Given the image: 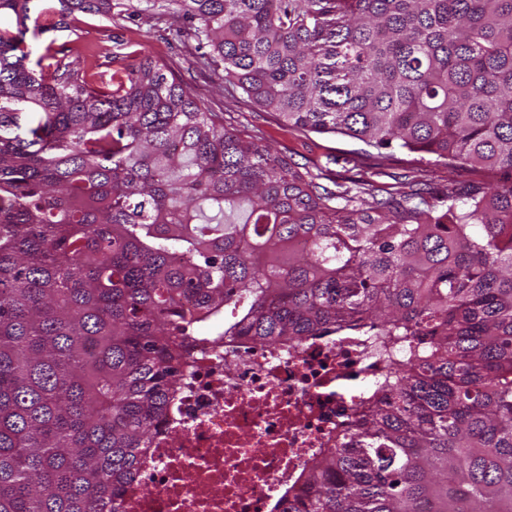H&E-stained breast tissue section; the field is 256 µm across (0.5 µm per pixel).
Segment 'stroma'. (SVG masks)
<instances>
[{
  "label": "stroma",
  "instance_id": "stroma-1",
  "mask_svg": "<svg viewBox=\"0 0 512 512\" xmlns=\"http://www.w3.org/2000/svg\"><path fill=\"white\" fill-rule=\"evenodd\" d=\"M174 15L157 19L148 12L130 13L113 7L108 19L92 18L89 27L96 36L95 50L112 57L129 51L167 63L212 111L223 113L227 127L261 137L264 144L292 161L322 174L328 189L349 187L362 179L377 188H419L465 186L474 181L495 183L496 172L450 169L421 162L418 155L394 153L384 158L362 142L333 133H316L285 126L273 113L252 106L241 90L232 88L201 66L193 35L173 40L165 33Z\"/></svg>",
  "mask_w": 512,
  "mask_h": 512
}]
</instances>
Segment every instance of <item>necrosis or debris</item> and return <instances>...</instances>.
<instances>
[{"mask_svg": "<svg viewBox=\"0 0 512 512\" xmlns=\"http://www.w3.org/2000/svg\"><path fill=\"white\" fill-rule=\"evenodd\" d=\"M384 373L371 337L193 347L123 512H271Z\"/></svg>", "mask_w": 512, "mask_h": 512, "instance_id": "4bbe7bcc", "label": "necrosis or debris"}]
</instances>
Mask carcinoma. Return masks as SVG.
Returning <instances> with one entry per match:
<instances>
[{
	"mask_svg": "<svg viewBox=\"0 0 512 512\" xmlns=\"http://www.w3.org/2000/svg\"><path fill=\"white\" fill-rule=\"evenodd\" d=\"M0 0V512H120L192 338L360 333L386 373L272 512H512V0H144L288 126L502 174L344 191L149 57Z\"/></svg>",
	"mask_w": 512,
	"mask_h": 512,
	"instance_id": "1",
	"label": "carcinoma"
}]
</instances>
